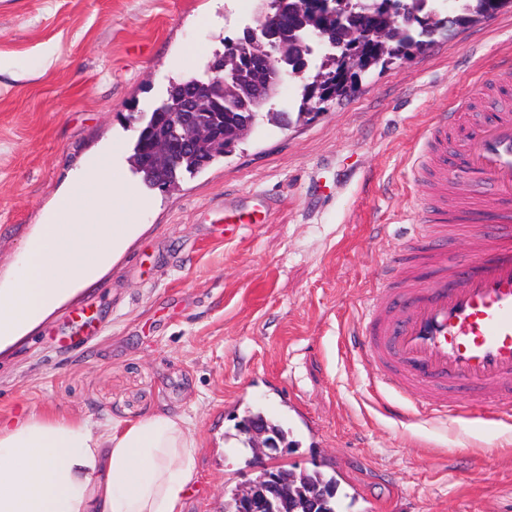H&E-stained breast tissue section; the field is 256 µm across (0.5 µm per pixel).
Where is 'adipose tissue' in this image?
I'll use <instances>...</instances> for the list:
<instances>
[{"instance_id": "adipose-tissue-1", "label": "adipose tissue", "mask_w": 512, "mask_h": 512, "mask_svg": "<svg viewBox=\"0 0 512 512\" xmlns=\"http://www.w3.org/2000/svg\"><path fill=\"white\" fill-rule=\"evenodd\" d=\"M197 448L193 422L163 410L99 433L35 414L0 423V512H182Z\"/></svg>"}]
</instances>
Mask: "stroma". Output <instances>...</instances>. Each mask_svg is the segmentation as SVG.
Segmentation results:
<instances>
[{"instance_id":"obj_1","label":"stroma","mask_w":512,"mask_h":512,"mask_svg":"<svg viewBox=\"0 0 512 512\" xmlns=\"http://www.w3.org/2000/svg\"><path fill=\"white\" fill-rule=\"evenodd\" d=\"M258 16L240 0H0V285L96 157L137 227L105 274L0 355V421L95 430L184 413L200 448L183 512H223L225 490L247 487L249 411L287 430L277 463L337 477L348 512H512V419L415 407L353 341L372 290L397 278L393 256L428 241L425 142L512 57V9L439 31L316 116L260 119L171 191L147 187L130 117L172 79L203 76Z\"/></svg>"}]
</instances>
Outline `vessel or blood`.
Wrapping results in <instances>:
<instances>
[{"label": "vessel or blood", "instance_id": "vessel-or-blood-1", "mask_svg": "<svg viewBox=\"0 0 512 512\" xmlns=\"http://www.w3.org/2000/svg\"><path fill=\"white\" fill-rule=\"evenodd\" d=\"M480 98L491 110L484 123L463 126L452 111L435 122L426 171L433 205L423 215L433 243L398 258L404 285L377 289L357 344L396 392L445 414L467 399L500 420L512 416V61L499 63ZM449 151L477 184L467 209L454 214L445 207L455 183L444 163ZM484 217L492 225L478 252L448 259L449 225Z\"/></svg>", "mask_w": 512, "mask_h": 512}]
</instances>
